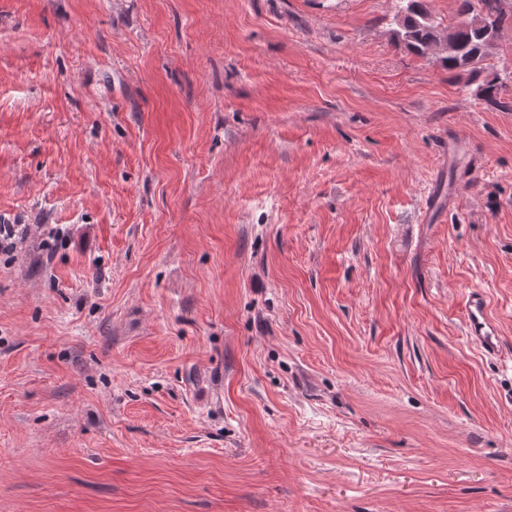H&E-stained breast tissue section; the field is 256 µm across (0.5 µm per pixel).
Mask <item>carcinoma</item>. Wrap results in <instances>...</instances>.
Here are the masks:
<instances>
[{"label": "carcinoma", "instance_id": "1", "mask_svg": "<svg viewBox=\"0 0 512 512\" xmlns=\"http://www.w3.org/2000/svg\"><path fill=\"white\" fill-rule=\"evenodd\" d=\"M456 21L448 26V40L454 44V52L444 60L450 71L468 74L476 85L475 95L486 103L503 106L501 93L503 82L486 72L483 62L490 55L492 44L488 26L503 28L512 24V0H456ZM398 29L394 34L398 42L418 56L430 54L432 46L439 42L441 32L425 0H399L396 13Z\"/></svg>", "mask_w": 512, "mask_h": 512}]
</instances>
